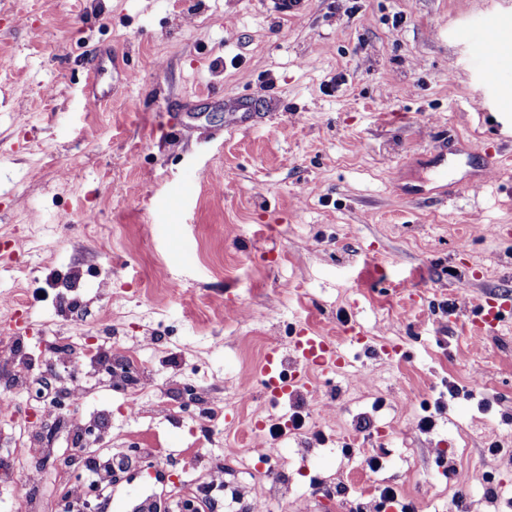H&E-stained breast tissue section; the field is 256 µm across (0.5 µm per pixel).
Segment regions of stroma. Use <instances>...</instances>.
Wrapping results in <instances>:
<instances>
[{
    "mask_svg": "<svg viewBox=\"0 0 512 512\" xmlns=\"http://www.w3.org/2000/svg\"><path fill=\"white\" fill-rule=\"evenodd\" d=\"M492 16L512 37V0H0V298L137 349L142 391L97 374L74 414L102 416L112 455L160 442L163 505L196 482L200 421L173 414L191 383L224 387V459L261 462L255 421L290 428L276 499L246 512H348L384 486L419 512H512V323L468 339L472 299L512 297V60L489 80L458 36ZM448 135L475 155L418 167ZM483 169L457 200L411 192ZM303 326L345 364L268 401L256 366ZM72 452L60 432L34 486L0 458L21 474L0 512H56ZM479 464L506 493L457 502Z\"/></svg>",
    "mask_w": 512,
    "mask_h": 512,
    "instance_id": "obj_1",
    "label": "stroma"
}]
</instances>
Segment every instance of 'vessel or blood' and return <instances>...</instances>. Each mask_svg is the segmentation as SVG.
I'll list each match as a JSON object with an SVG mask.
<instances>
[{
  "label": "vessel or blood",
  "mask_w": 512,
  "mask_h": 512,
  "mask_svg": "<svg viewBox=\"0 0 512 512\" xmlns=\"http://www.w3.org/2000/svg\"><path fill=\"white\" fill-rule=\"evenodd\" d=\"M509 319H512V307L493 306L485 301L478 304L469 329L472 335L482 338L495 334ZM343 362L335 337L305 328L300 335L290 337L286 351L272 349L259 369L258 381L263 394L274 400L308 389L311 368L329 369Z\"/></svg>",
  "instance_id": "1"
}]
</instances>
